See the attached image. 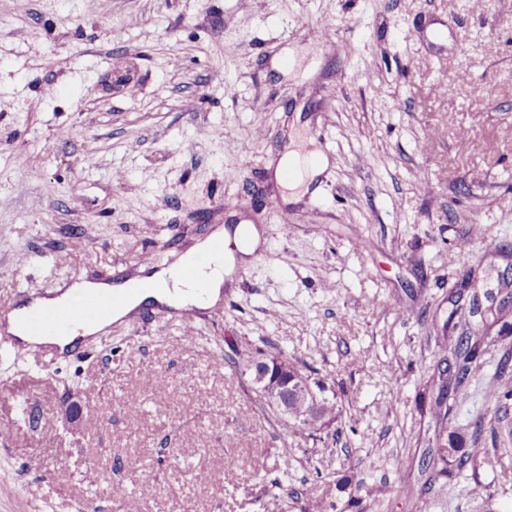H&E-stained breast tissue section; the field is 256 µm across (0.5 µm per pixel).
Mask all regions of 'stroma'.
Here are the masks:
<instances>
[{"instance_id": "obj_1", "label": "stroma", "mask_w": 512, "mask_h": 512, "mask_svg": "<svg viewBox=\"0 0 512 512\" xmlns=\"http://www.w3.org/2000/svg\"><path fill=\"white\" fill-rule=\"evenodd\" d=\"M313 129L294 196L274 170ZM241 221L277 260L237 262L194 342L146 311L27 376L0 348V512H512V332L449 421L418 405L457 284L487 306L512 253V0H0V315ZM241 353L336 419L298 434ZM452 441L462 468L423 467ZM284 167L293 165L297 167L296 179L288 184V188L292 190L303 189L308 190L309 185L326 167V159L317 153L311 154V156L299 155V152H290L281 159L280 164ZM290 368L297 376L308 377L302 372L301 367L288 359ZM288 362L282 356H272L265 360H252L248 367L252 383L264 402L276 414L285 420L293 417V405L302 403L307 406V417L315 424L319 423L316 418L319 412L330 402L326 396L318 397L312 387L298 379L294 375H288ZM294 413L300 424L297 429L304 431L315 429L329 423L336 417V404L328 406L322 413L321 422L313 427L306 426L303 422L304 410L301 405L294 407Z\"/></svg>"}]
</instances>
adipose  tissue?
<instances>
[{
    "mask_svg": "<svg viewBox=\"0 0 512 512\" xmlns=\"http://www.w3.org/2000/svg\"><path fill=\"white\" fill-rule=\"evenodd\" d=\"M224 237L223 230H216L209 237L198 241L181 255V262L203 259L196 280L182 278L177 266H169L152 271L147 276L130 279L125 285V300L113 313V320L119 321L134 311L164 305L176 309L195 307L206 309L221 295L224 276L231 272L236 263L237 254L213 255L216 242ZM204 281L208 292L199 295L196 291L197 281Z\"/></svg>",
    "mask_w": 512,
    "mask_h": 512,
    "instance_id": "1",
    "label": "adipose tissue"
}]
</instances>
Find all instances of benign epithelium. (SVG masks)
Here are the masks:
<instances>
[{
    "label": "benign epithelium",
    "instance_id": "benign-epithelium-1",
    "mask_svg": "<svg viewBox=\"0 0 512 512\" xmlns=\"http://www.w3.org/2000/svg\"><path fill=\"white\" fill-rule=\"evenodd\" d=\"M248 370L260 397L287 421L293 417V405L296 403L307 406V417L314 422L330 402V398L317 396L310 385L288 374V362L281 356L254 360Z\"/></svg>",
    "mask_w": 512,
    "mask_h": 512
}]
</instances>
